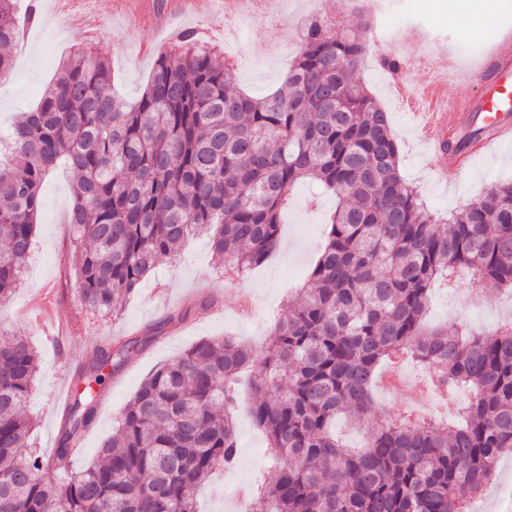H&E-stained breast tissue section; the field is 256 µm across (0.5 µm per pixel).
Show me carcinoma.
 I'll list each match as a JSON object with an SVG mask.
<instances>
[{"instance_id":"1","label":"carcinoma","mask_w":512,"mask_h":512,"mask_svg":"<svg viewBox=\"0 0 512 512\" xmlns=\"http://www.w3.org/2000/svg\"><path fill=\"white\" fill-rule=\"evenodd\" d=\"M38 17L32 0L22 15L0 0V74ZM366 54L361 29L314 16L281 85L256 97L235 86L217 45L184 31L133 102L112 94L111 65L93 47L60 61L37 107L0 138V306L31 251L41 186L60 166L73 177L79 302L103 317L196 234L221 267L263 265L301 180L335 196L336 209L268 340L201 339L157 368L79 471H69L73 450L107 373L134 346L117 339L76 373L47 458L28 444L36 353L0 327V512H197L203 483L238 456L221 407L257 361L249 413L268 461L249 512H468L512 449V321L486 331L423 321L435 283L461 270L512 291V183L458 214L430 211L401 175L389 113L354 78ZM402 355L468 389L462 423L367 424L379 366ZM340 416L363 430V447L336 441Z\"/></svg>"}]
</instances>
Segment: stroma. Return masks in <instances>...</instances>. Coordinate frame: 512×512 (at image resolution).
Listing matches in <instances>:
<instances>
[{
    "label": "stroma",
    "mask_w": 512,
    "mask_h": 512,
    "mask_svg": "<svg viewBox=\"0 0 512 512\" xmlns=\"http://www.w3.org/2000/svg\"><path fill=\"white\" fill-rule=\"evenodd\" d=\"M384 5L383 14L371 18L366 33L369 56L356 76L391 115L406 181L419 190L432 211H461L483 198L495 184L512 181V145L472 164L455 185H444L428 164L425 148L417 143L410 107L388 97L390 76L378 67L376 57L387 53L404 60L406 67L400 76L415 85L448 72L458 83L460 95L472 96L475 89L465 78L496 43L502 27H512V0H385ZM313 14L344 26L361 22L351 0H278L268 19L275 30L273 40H266L256 30L232 34L229 51L236 59L238 88L256 96L277 88L297 54L299 20ZM127 30L125 21H105L93 48L112 66V92L133 101L144 91L154 61L139 59L136 47L128 42ZM81 40L80 31L61 29L50 19L40 20L28 31L14 52L12 71L0 78V136L20 112L36 105L59 60ZM70 185V174L63 168L45 180L23 282L10 301L0 306V324L20 330L39 355L37 390L29 404L36 422L30 442L46 455L57 446L62 414L50 396L77 372L66 362L65 353L87 358L109 338L138 340L130 362L106 383L96 417L83 434V451L74 459L75 467L80 468L111 436L120 412L158 366L203 338L231 335L256 344L264 341L275 323L285 317L289 295L303 286L318 258L336 200L329 194H315L308 184L295 185L282 209L280 247L263 266L243 277L219 275L208 238L195 237L176 256L161 259L121 311L104 319L78 302V270L71 260L69 228L64 222L71 203ZM50 283L55 286L58 315L71 325L70 335L59 347L50 344L28 320L31 307ZM174 310L187 312L185 322L146 339L147 330L161 324ZM510 319L512 302L497 291L470 287L467 273H460L456 286L438 284L432 290L428 325L458 320L486 330ZM249 400L248 387H241L231 409L238 436L237 463L204 484L199 494L200 512H244L246 504L237 489L261 477L267 441L251 421Z\"/></svg>",
    "instance_id": "obj_1"
}]
</instances>
